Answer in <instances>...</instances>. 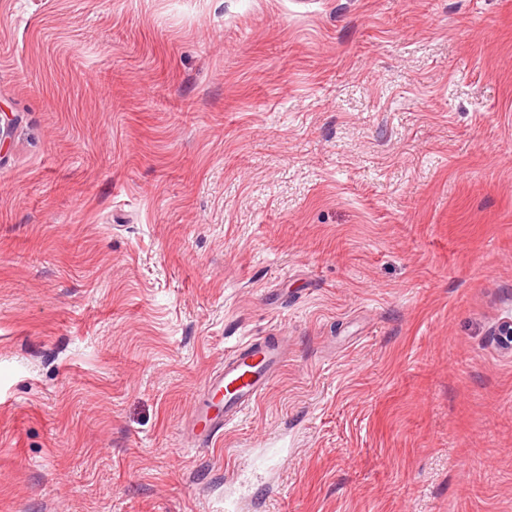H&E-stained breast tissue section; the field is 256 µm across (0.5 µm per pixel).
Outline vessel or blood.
<instances>
[{"instance_id": "obj_1", "label": "vessel or blood", "mask_w": 512, "mask_h": 512, "mask_svg": "<svg viewBox=\"0 0 512 512\" xmlns=\"http://www.w3.org/2000/svg\"><path fill=\"white\" fill-rule=\"evenodd\" d=\"M287 343L284 336L254 337L231 351L195 404L190 438L196 446L211 445L268 391L285 361Z\"/></svg>"}]
</instances>
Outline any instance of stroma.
<instances>
[{
	"label": "stroma",
	"instance_id": "obj_1",
	"mask_svg": "<svg viewBox=\"0 0 512 512\" xmlns=\"http://www.w3.org/2000/svg\"><path fill=\"white\" fill-rule=\"evenodd\" d=\"M0 114V512H512V0H0ZM288 336H262L239 344L206 381L193 410L196 447L209 446L268 391L285 361Z\"/></svg>",
	"mask_w": 512,
	"mask_h": 512
}]
</instances>
